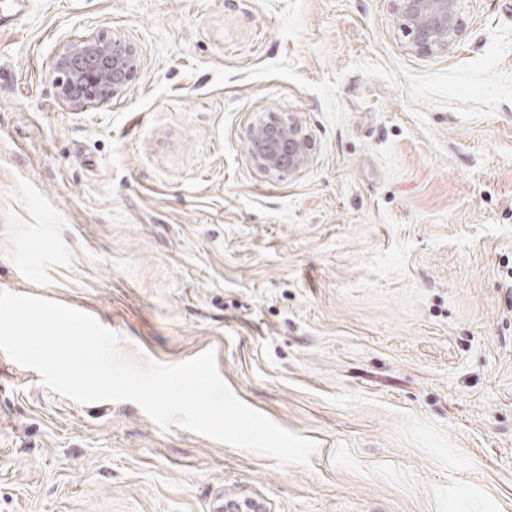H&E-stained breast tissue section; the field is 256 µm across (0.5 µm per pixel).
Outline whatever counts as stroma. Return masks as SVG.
I'll list each match as a JSON object with an SVG mask.
<instances>
[{
	"label": "stroma",
	"instance_id": "1",
	"mask_svg": "<svg viewBox=\"0 0 512 512\" xmlns=\"http://www.w3.org/2000/svg\"><path fill=\"white\" fill-rule=\"evenodd\" d=\"M447 50L393 0H29L0 20V290L96 318L123 356L216 352L308 466L132 402L79 405L0 350V512H512V0H460ZM134 44L79 109L51 61ZM311 162L267 176L253 122ZM140 67V54L131 43L100 33L63 43L52 62L62 102L79 107L120 96ZM247 153L264 174L296 173L310 161V140L299 117L269 114L250 128ZM218 512H267L261 501L245 493L224 495V505Z\"/></svg>",
	"mask_w": 512,
	"mask_h": 512
}]
</instances>
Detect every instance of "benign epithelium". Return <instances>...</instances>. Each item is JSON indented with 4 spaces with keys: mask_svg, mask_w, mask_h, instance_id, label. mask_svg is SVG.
I'll use <instances>...</instances> for the list:
<instances>
[{
    "mask_svg": "<svg viewBox=\"0 0 512 512\" xmlns=\"http://www.w3.org/2000/svg\"><path fill=\"white\" fill-rule=\"evenodd\" d=\"M397 21L412 51L431 55L448 48L461 29L459 0H394ZM141 67L136 48L124 39L90 34L61 45L52 62L62 102L89 107L126 91ZM247 153L264 174L296 173L310 161V140L299 117L272 113L250 128ZM218 512H267L245 493L224 495Z\"/></svg>",
    "mask_w": 512,
    "mask_h": 512,
    "instance_id": "1",
    "label": "benign epithelium"
}]
</instances>
